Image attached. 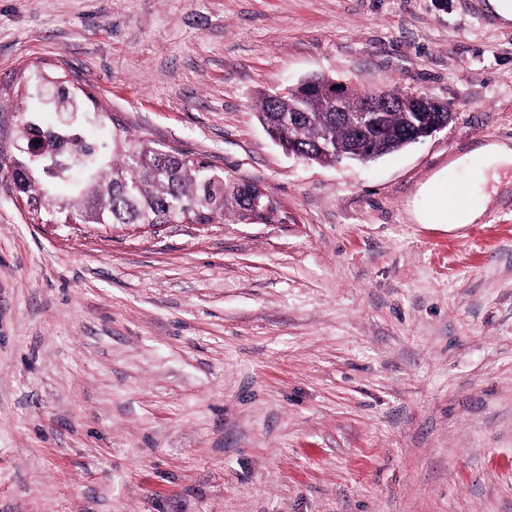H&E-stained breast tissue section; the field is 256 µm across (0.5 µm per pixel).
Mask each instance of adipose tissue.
<instances>
[{
	"label": "adipose tissue",
	"mask_w": 512,
	"mask_h": 512,
	"mask_svg": "<svg viewBox=\"0 0 512 512\" xmlns=\"http://www.w3.org/2000/svg\"><path fill=\"white\" fill-rule=\"evenodd\" d=\"M461 162L466 167L476 169L481 176V185L471 192L472 204L450 212L443 202H436L434 206L419 212L418 218L422 223L465 225L480 221L490 200L488 182L498 179L501 171L512 168V145L489 144L464 155Z\"/></svg>",
	"instance_id": "obj_1"
}]
</instances>
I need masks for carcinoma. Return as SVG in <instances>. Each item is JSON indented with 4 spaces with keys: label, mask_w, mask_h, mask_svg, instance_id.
<instances>
[{
    "label": "carcinoma",
    "mask_w": 512,
    "mask_h": 512,
    "mask_svg": "<svg viewBox=\"0 0 512 512\" xmlns=\"http://www.w3.org/2000/svg\"><path fill=\"white\" fill-rule=\"evenodd\" d=\"M22 119L16 132L17 180L20 196L32 199L35 214L56 211L78 224H194L242 221L248 198L244 180L210 168L179 150L160 151L127 137L119 127L112 135V158L103 157L98 143L80 124L61 130L40 121L49 111L27 82L17 93ZM413 94L408 93L380 112V128L358 136L329 99L312 100L290 92L265 95L259 102L260 121L271 127L280 143L295 147L305 159L336 163L368 147L376 156L407 146L416 121ZM58 183L70 195L53 193Z\"/></svg>",
    "instance_id": "carcinoma-1"
}]
</instances>
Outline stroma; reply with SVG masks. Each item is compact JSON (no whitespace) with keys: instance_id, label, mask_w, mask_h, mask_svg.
I'll return each mask as SVG.
<instances>
[{"instance_id":"35a3bbf8","label":"stroma","mask_w":512,"mask_h":512,"mask_svg":"<svg viewBox=\"0 0 512 512\" xmlns=\"http://www.w3.org/2000/svg\"><path fill=\"white\" fill-rule=\"evenodd\" d=\"M73 76L261 185L283 222L52 224L0 101V512H512V172L474 224L422 187L512 144L487 0H0V86ZM319 74L448 104L361 164L285 153L261 94Z\"/></svg>"}]
</instances>
